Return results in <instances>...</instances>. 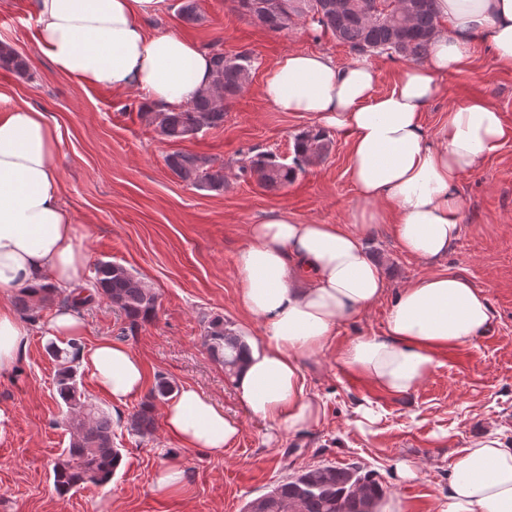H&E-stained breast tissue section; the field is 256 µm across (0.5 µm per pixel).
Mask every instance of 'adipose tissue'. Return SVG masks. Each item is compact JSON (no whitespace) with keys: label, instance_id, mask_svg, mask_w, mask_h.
Returning a JSON list of instances; mask_svg holds the SVG:
<instances>
[{"label":"adipose tissue","instance_id":"obj_1","mask_svg":"<svg viewBox=\"0 0 512 512\" xmlns=\"http://www.w3.org/2000/svg\"><path fill=\"white\" fill-rule=\"evenodd\" d=\"M161 0H34L38 43L80 82L140 91L162 111L183 109L211 82L210 53L175 33L148 35L144 21ZM442 24L424 63L401 70L376 93L377 72L364 55L346 66L292 51L270 65L262 93L281 112L345 135L357 202L345 224H317L277 211L250 225L239 252L241 304L261 322L241 368L236 396L254 418L296 431L319 423L322 405L307 397L300 364L328 349L346 370L392 395L415 390L436 367L438 351L471 342L494 314L485 291L459 274L432 273L401 288L385 332L337 344L340 323L384 295L381 268L366 252L374 226L391 225L401 250L434 261L463 231L457 185L479 169L504 135L487 99L451 106L427 131L424 112L444 94L474 47L488 43L497 64L512 67V0H438ZM59 134L45 113L0 93V293L46 283L68 289L83 280L87 256L77 241L53 162ZM30 329L0 304V373L25 349ZM113 401L141 393L146 372L127 346L99 340L84 359ZM167 435L182 446L223 454L241 422L187 386L166 405ZM441 512H512V446L482 439L451 466Z\"/></svg>","mask_w":512,"mask_h":512}]
</instances>
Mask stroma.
Returning a JSON list of instances; mask_svg holds the SVG:
<instances>
[{"mask_svg":"<svg viewBox=\"0 0 512 512\" xmlns=\"http://www.w3.org/2000/svg\"><path fill=\"white\" fill-rule=\"evenodd\" d=\"M180 4L162 0L145 22L149 32H175L229 54L248 50L255 58L223 127L182 141L162 139L144 120L152 106L137 92L84 84L59 72L40 50L33 0H0V42L29 63L24 77L0 67V92L45 112L57 126L61 139L53 161L62 200L90 262L122 264L158 297L154 319L135 326L105 301L94 303L83 312L87 333L76 338L78 350L102 338L127 345L143 362L149 383L163 377L174 388L199 389L240 419V437L213 456L181 447L160 425L140 436L130 423L141 397L113 402L79 363L78 386L111 414L123 460L111 483L59 495L51 464L68 446L67 412L53 394L59 363L47 352L53 341L40 311L29 322V342L16 366L0 374V512H241L278 481L321 464L358 465L379 480L385 500L405 512H438L463 448L491 435L512 445V69L499 67L484 47L463 71L444 78L445 94L424 112V126L436 130L451 105L483 97L502 115L501 145L458 184L463 232L440 260L406 255L386 225L368 234L365 245L383 270L387 291L376 306L341 326L337 341L383 334L399 288L448 270L487 292L490 327L467 345L440 352L429 377L404 396L351 374L335 351L304 360L305 392L321 399L324 418L308 430L280 432L270 443V424L244 411L223 365L211 357L205 327L218 317L240 334H261L259 321L238 300L236 257L250 224L280 209L321 224L347 223L356 196L347 139L334 135L329 156L277 192L233 174L224 191H200L179 180L166 158L190 152L232 162L254 148L291 161L294 136L307 122L264 98L266 68L294 50L322 53L340 64L353 53L332 35L314 36L303 22L268 31L242 15L235 0H198L202 19L193 25L180 19ZM361 406L372 410L373 420L359 421ZM171 460L185 473L188 491L180 497L165 496L154 485L158 469ZM400 461L416 468L415 479L397 480Z\"/></svg>","mask_w":512,"mask_h":512,"instance_id":"35a3bbf8","label":"stroma"}]
</instances>
